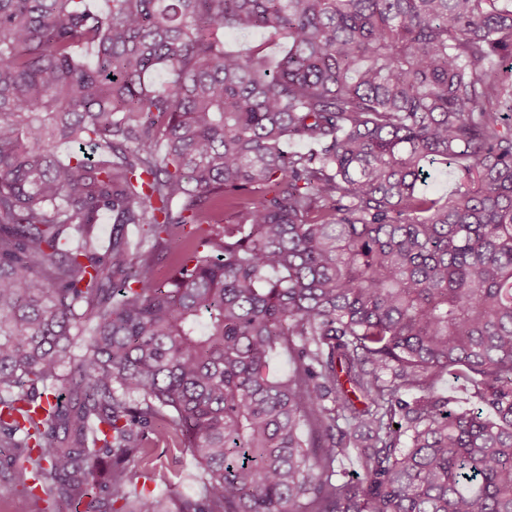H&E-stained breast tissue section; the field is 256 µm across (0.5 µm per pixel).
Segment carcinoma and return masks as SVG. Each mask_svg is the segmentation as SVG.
<instances>
[{"label":"carcinoma","mask_w":512,"mask_h":512,"mask_svg":"<svg viewBox=\"0 0 512 512\" xmlns=\"http://www.w3.org/2000/svg\"><path fill=\"white\" fill-rule=\"evenodd\" d=\"M252 30L283 58L224 50ZM511 117L512 0H0L19 493L35 512H512ZM435 164L458 175L446 199L421 189ZM279 346L296 367L272 378ZM447 375L478 404L452 407ZM161 445L198 491L138 487ZM261 43H266L267 52L274 58L280 57L287 45L286 39L271 36L262 30H254L248 36L235 33H228L224 36V48L231 51H240Z\"/></svg>","instance_id":"obj_1"}]
</instances>
